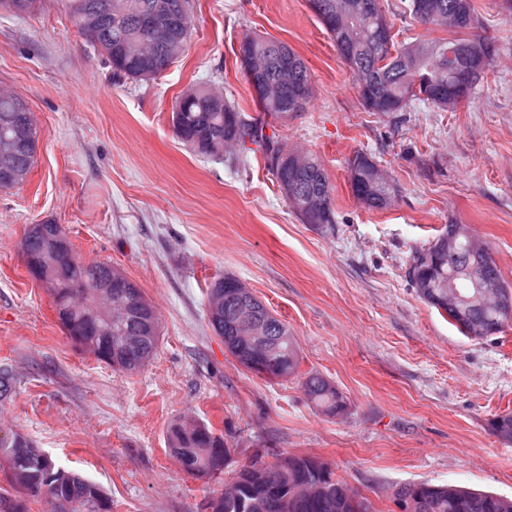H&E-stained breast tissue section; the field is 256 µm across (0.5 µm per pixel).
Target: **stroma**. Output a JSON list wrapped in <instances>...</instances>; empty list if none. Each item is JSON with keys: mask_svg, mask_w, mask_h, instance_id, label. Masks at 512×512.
<instances>
[{"mask_svg": "<svg viewBox=\"0 0 512 512\" xmlns=\"http://www.w3.org/2000/svg\"><path fill=\"white\" fill-rule=\"evenodd\" d=\"M473 4L496 54L453 112L418 102L365 111L309 0H191L184 54L155 79L120 83L66 0L0 12V86L27 102L40 136L28 182L0 189V369L12 381L0 430L91 479L112 512H199L257 448L324 462L376 512H400L395 491L424 481L512 498V441L493 431L512 413V327L465 336L408 277L413 253L455 222L512 284V14L504 0ZM246 32L304 60L305 111L264 117L237 56ZM202 81L245 118H264L267 136L319 159L335 224L299 220L262 144L218 160L183 144L173 105ZM358 153L391 177L385 208L352 194L347 162ZM45 222L64 227L80 260L119 268L158 311V349L139 372L97 361L65 334L17 249L28 225ZM224 275L287 324L301 371L336 386L343 414H322L298 379L261 378L228 353L206 307L208 283ZM189 418L223 435V473L193 477L170 453L171 425Z\"/></svg>", "mask_w": 512, "mask_h": 512, "instance_id": "obj_1", "label": "stroma"}]
</instances>
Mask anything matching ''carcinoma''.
Masks as SVG:
<instances>
[{"instance_id": "obj_1", "label": "carcinoma", "mask_w": 512, "mask_h": 512, "mask_svg": "<svg viewBox=\"0 0 512 512\" xmlns=\"http://www.w3.org/2000/svg\"><path fill=\"white\" fill-rule=\"evenodd\" d=\"M69 12L75 24H81L84 14L94 12L99 17L97 37L117 46L124 41L138 39V17L150 11L155 0H68ZM350 0H321L323 13L336 15V26L326 28L345 64L361 70L368 78V87L359 92L362 107L367 112H402L415 102L427 104L448 112V95H437V89L451 84L448 52L458 59L474 44L481 47L484 58L492 61L494 46L477 33L480 19L471 0H410L411 18L432 30L441 28L438 16L443 12L455 15V23L448 36L415 39L397 45L380 39L378 31L385 17L380 10V0H360L364 5L363 16L354 18L348 13ZM126 11V23L119 31L114 25L111 10ZM241 43L253 52L258 64L275 74L279 62L286 58L300 83L312 86V79L305 62L287 44L275 38L258 34L245 35ZM112 78L120 83L136 81L135 69L122 61H107ZM209 86L200 83L192 87V96H179L173 109L181 116L184 144L192 151L212 156H224L226 144L232 140L243 145L248 141L263 142L264 161L275 179L296 180L298 192L315 193L321 198V208L309 215L299 216L304 224L324 228L336 223L333 207L334 186L319 160L310 155L302 161L294 173L286 167L275 166V161L288 152L284 146L263 134L264 124L248 122L236 105L224 100V107L212 105ZM263 114L283 119L295 110L294 99H270L260 103ZM22 99L16 95L0 94V137L10 133L14 121L22 116ZM394 188L368 187L354 197L371 209L384 207V197L392 195ZM448 237L454 238V254L443 255L437 264L429 260L433 244ZM477 242L466 224H447L426 248L415 253L409 265L408 275L418 296L464 335H470L473 327L487 324L486 336L502 331L512 323L507 312L495 306L471 303L463 308L448 306V296L438 288L441 281L453 277L456 289L468 297L473 283L466 278L464 268L474 260ZM61 280L57 298L53 300L59 312L61 324L73 319V311L91 314L96 304L94 284L109 274L105 262L83 263L73 252L60 260ZM240 281L224 275L211 281L207 294L224 292V316L210 320L216 333L224 339V347L247 370L263 376L264 370L282 372L299 379L307 399L323 413L336 416L346 410V402L339 390L325 377L313 372L301 373L300 355L295 339L288 326L273 315L261 301H256L261 331L267 337L262 360H254V347L245 340L255 329L253 322L242 320ZM130 304L128 313L112 311V330L124 336H134L141 325L143 312L153 308L142 290L128 279L112 283V301ZM83 345L96 354L112 357V367L127 373H135L155 355L157 345L148 344L129 351L118 350L109 336H97L89 332L81 337ZM495 434L512 441V415L507 413L494 423ZM28 450L15 453L12 446L0 443L13 468L26 473V491L17 494L20 507L8 510L3 507L6 490L0 491V512H30L33 500L43 503L47 512H98L96 499L104 492L85 476L50 467L45 457L32 451L35 444L24 438ZM171 451L188 474L208 467L210 459H228L229 449L224 436L216 433L205 423L190 424L185 421L171 430ZM251 474L260 481L240 487L236 497H220L222 512H373L371 503L347 485L333 479L330 468L306 455H277L273 462L256 457L246 464ZM394 498L401 512H512V498L490 492L474 490L457 484H432L428 482L407 484L399 487Z\"/></svg>"}]
</instances>
